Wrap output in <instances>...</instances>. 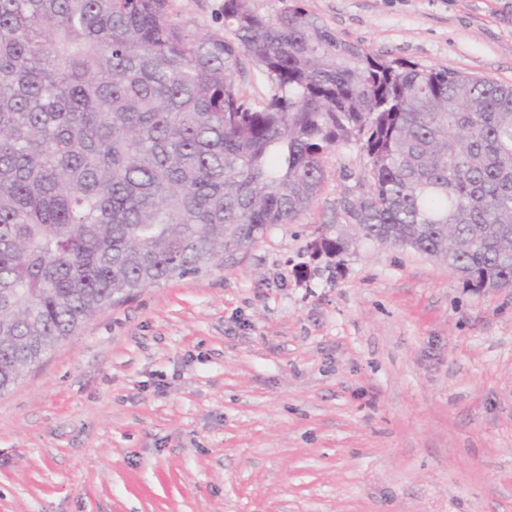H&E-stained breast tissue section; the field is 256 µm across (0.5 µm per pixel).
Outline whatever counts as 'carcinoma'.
<instances>
[{"label":"carcinoma","instance_id":"obj_1","mask_svg":"<svg viewBox=\"0 0 512 512\" xmlns=\"http://www.w3.org/2000/svg\"><path fill=\"white\" fill-rule=\"evenodd\" d=\"M221 15L222 36L165 0H0V392L98 311L296 222L352 141L365 239L512 288V84L388 61L297 0ZM245 72L235 75V80L240 91L251 99H262L268 92L269 88L266 82L257 75L256 70L246 61Z\"/></svg>","mask_w":512,"mask_h":512}]
</instances>
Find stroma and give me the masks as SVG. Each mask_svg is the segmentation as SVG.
<instances>
[{
	"label": "stroma",
	"mask_w": 512,
	"mask_h": 512,
	"mask_svg": "<svg viewBox=\"0 0 512 512\" xmlns=\"http://www.w3.org/2000/svg\"><path fill=\"white\" fill-rule=\"evenodd\" d=\"M223 2L166 5L220 35ZM304 6L382 58L512 84V0ZM325 176L298 223L107 307L0 393V512H512V288L360 239L359 145Z\"/></svg>",
	"instance_id": "35a3bbf8"
}]
</instances>
